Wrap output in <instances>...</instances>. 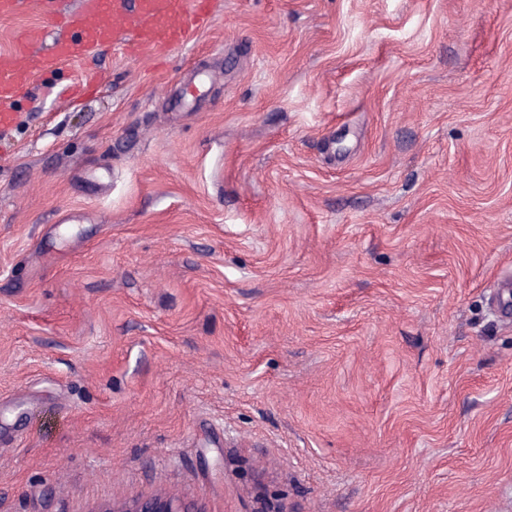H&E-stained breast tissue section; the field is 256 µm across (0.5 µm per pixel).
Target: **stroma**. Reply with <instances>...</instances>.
<instances>
[{
  "instance_id": "1",
  "label": "stroma",
  "mask_w": 512,
  "mask_h": 512,
  "mask_svg": "<svg viewBox=\"0 0 512 512\" xmlns=\"http://www.w3.org/2000/svg\"><path fill=\"white\" fill-rule=\"evenodd\" d=\"M214 10L13 104L0 512H512V0ZM104 512H198L195 507L178 496L153 494L128 502L113 503Z\"/></svg>"
}]
</instances>
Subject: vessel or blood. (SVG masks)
I'll use <instances>...</instances> for the list:
<instances>
[{"label":"vessel or blood","instance_id":"vessel-or-blood-1","mask_svg":"<svg viewBox=\"0 0 512 512\" xmlns=\"http://www.w3.org/2000/svg\"><path fill=\"white\" fill-rule=\"evenodd\" d=\"M214 0H85L81 9L61 16L63 35L50 53L36 50L41 32L31 33L11 52L0 53V137L17 123L9 109L30 78L107 47L128 54H165L211 22Z\"/></svg>","mask_w":512,"mask_h":512}]
</instances>
